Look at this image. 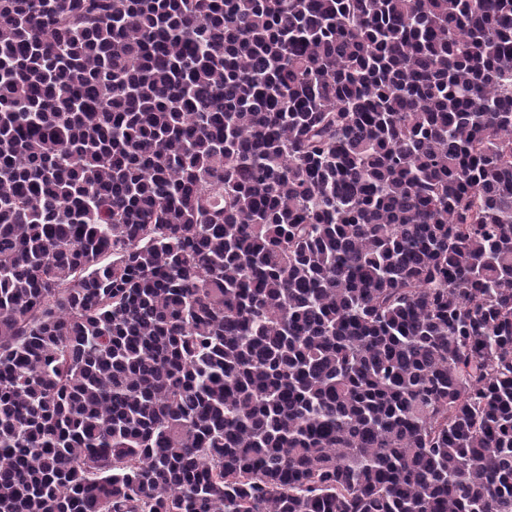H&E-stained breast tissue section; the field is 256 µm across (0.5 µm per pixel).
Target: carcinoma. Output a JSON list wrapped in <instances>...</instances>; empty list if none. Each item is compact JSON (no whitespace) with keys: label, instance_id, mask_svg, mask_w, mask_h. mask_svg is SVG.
<instances>
[{"label":"carcinoma","instance_id":"obj_1","mask_svg":"<svg viewBox=\"0 0 512 512\" xmlns=\"http://www.w3.org/2000/svg\"><path fill=\"white\" fill-rule=\"evenodd\" d=\"M0 512H512V0H0Z\"/></svg>","mask_w":512,"mask_h":512}]
</instances>
